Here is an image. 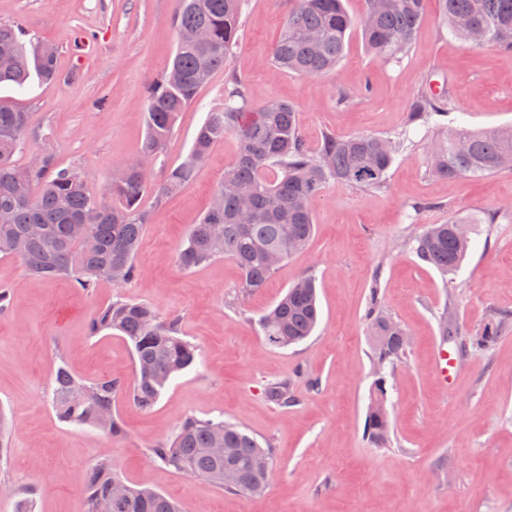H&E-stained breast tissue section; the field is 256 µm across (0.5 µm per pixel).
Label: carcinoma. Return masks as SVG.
I'll list each match as a JSON object with an SVG mask.
<instances>
[{
	"label": "carcinoma",
	"mask_w": 512,
	"mask_h": 512,
	"mask_svg": "<svg viewBox=\"0 0 512 512\" xmlns=\"http://www.w3.org/2000/svg\"><path fill=\"white\" fill-rule=\"evenodd\" d=\"M364 2V13L356 22L343 0H297L272 48L271 63L305 78L326 76L341 62L347 33L356 24L374 57L400 62L423 21L426 0ZM439 2L452 36L468 25L474 35L466 44L512 50V0ZM244 7L246 0H179L176 52L148 92L147 133L140 155L159 158L180 113L213 74L224 69L239 41ZM1 51L9 54L10 62L0 68V84L22 87L33 74L46 82L57 77L55 47L27 40L18 26L0 24ZM455 111L446 92H420L412 98L406 126L428 125ZM28 126L29 113L0 100V258L18 260L34 278L68 279L88 292L103 282L124 287L137 274L134 258L147 224L139 201L149 170L127 166L112 177L103 196L94 197L82 172L54 166L50 155L36 168L14 162L26 143ZM226 134L238 140L237 158L213 188L210 205L179 249L177 263L191 270L229 257L241 272V288L246 292L264 287L276 272L268 254L276 253L285 262L308 244L314 232V205L327 186L381 187L395 159L405 152L407 140L404 134L394 138L327 134L312 151L293 104L270 100L253 107L245 83L230 76L224 80L222 100L207 112L189 152L154 185L157 198L172 195L192 181ZM511 168L512 127L480 132L454 129L431 155L432 172L446 178L486 177ZM463 223L452 218L427 227L413 240L416 257L443 274L456 273L468 249ZM32 224L42 225V233H29ZM76 224L85 225L86 234L96 242L94 251L85 249L83 239L74 232ZM318 318L315 278L306 275L260 317L259 326L268 345L288 348L311 336ZM365 321L376 374L366 435L374 446L383 447L390 429L383 370L405 360L407 346L398 338L397 322L383 314L377 301H371ZM180 326L179 316L164 319L152 305L122 296L95 310L89 319L90 333L115 330L131 344L134 378L128 385L110 378L88 382L73 372L66 359H60L50 387L58 419L112 437L121 435L122 424L112 412L118 393L149 409L171 381L196 366L198 346L181 336ZM500 333L501 323H492L471 347L487 350ZM77 383L86 387L84 394L73 393ZM265 395L279 407L299 404L289 377L269 383ZM218 440L228 448L222 459L209 451ZM148 455L152 462L178 474L189 470L195 478L209 480L228 493L255 498L268 486L252 469V461L265 456L274 462L270 445H261L221 416H186L169 438L149 446ZM120 481L111 463L94 465L83 489L85 512H181L175 500L150 488L128 485L123 500L115 501L113 486Z\"/></svg>",
	"instance_id": "cac0c4a2"
}]
</instances>
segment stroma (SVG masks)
<instances>
[{"instance_id": "stroma-1", "label": "stroma", "mask_w": 512, "mask_h": 512, "mask_svg": "<svg viewBox=\"0 0 512 512\" xmlns=\"http://www.w3.org/2000/svg\"><path fill=\"white\" fill-rule=\"evenodd\" d=\"M295 0H249L241 37L222 71L182 112L152 166L140 207L148 224L134 258L131 300L181 317V330L201 349L196 368L170 383L149 410L118 396L124 433L112 437L60 422L49 401L59 357L79 376L133 378L130 344L118 332L91 335L88 319L109 303L110 284L87 292L66 279L36 280L19 261L0 258V286L12 304L0 315V408L12 421L0 455V512H15L11 488L35 490L33 512H84L90 467L111 462L130 484L177 499L182 512H512V171L484 178L431 175L429 147L442 129L512 126V52L468 48L443 27L438 0L408 55L374 59L360 29L328 76L306 79L275 68L273 43ZM178 0H0V23L23 27L53 44L59 79L30 78L24 88L0 86V99L29 114L27 142L15 161L39 166L44 138L55 144L56 167L83 172L92 195L139 155L146 133L149 87L175 54ZM244 81L259 106L295 104L310 145L325 134L394 135L405 130L412 97L430 82L449 85L461 110L442 128L411 132L383 188L332 184L315 204L314 234L265 288L240 290L235 262L218 258L181 269L177 253L206 209L215 183L237 155L226 136L179 193L157 199L152 185L178 165L223 90L226 76ZM355 96L347 107L336 94ZM427 207L413 211L412 203ZM494 223H485L487 214ZM466 219L469 248L461 270L444 276L412 252L428 225ZM316 278L321 317L302 344L270 347L258 320L297 278ZM408 332V363L386 375L391 423L388 447L365 435L374 375L364 314L370 300ZM449 315L457 339L470 343L503 320L486 351L470 346L448 385L433 375L439 318ZM299 403L267 400L268 382L293 376ZM189 414L221 415L269 443L277 476L264 497L224 492L205 479L185 480L154 464L147 448L169 437Z\"/></svg>"}]
</instances>
